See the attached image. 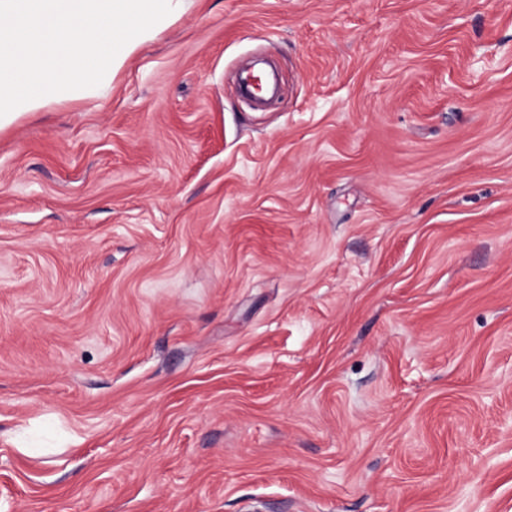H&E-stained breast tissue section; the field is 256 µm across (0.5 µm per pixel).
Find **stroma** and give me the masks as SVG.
Instances as JSON below:
<instances>
[{"instance_id": "35a3bbf8", "label": "stroma", "mask_w": 512, "mask_h": 512, "mask_svg": "<svg viewBox=\"0 0 512 512\" xmlns=\"http://www.w3.org/2000/svg\"><path fill=\"white\" fill-rule=\"evenodd\" d=\"M0 512H512V0H190L0 132Z\"/></svg>"}]
</instances>
